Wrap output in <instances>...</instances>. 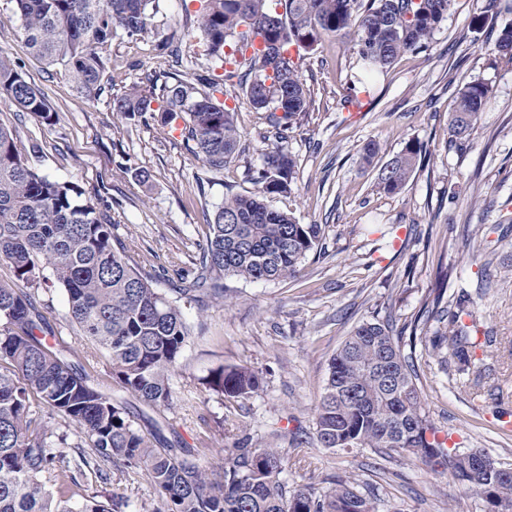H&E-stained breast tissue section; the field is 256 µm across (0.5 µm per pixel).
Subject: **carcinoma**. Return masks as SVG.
<instances>
[{
  "label": "carcinoma",
  "instance_id": "1",
  "mask_svg": "<svg viewBox=\"0 0 512 512\" xmlns=\"http://www.w3.org/2000/svg\"><path fill=\"white\" fill-rule=\"evenodd\" d=\"M154 0H16L26 40L35 56L60 67L88 98L104 93L109 71L103 47L117 32L143 36L153 25ZM196 32L207 55L224 67L222 81L189 83L177 77L133 84L112 97V109L128 120L153 119L167 126L185 117V138L210 168L221 171L240 150L233 112L220 96L238 88L256 110L268 113L275 144L255 171L256 190L224 198L207 225L190 278L167 297L138 268L135 253L113 243L112 221L81 200L73 182L37 172L15 131L0 123V261L32 288L51 282L64 288L69 314L82 339L109 356L116 394L88 383L46 335L52 333L34 294L0 281V512H109L91 499L74 509L55 498L40 476L64 456L51 452V435L30 411L38 400L81 428L95 456L141 468L159 492L156 512H378L373 491L361 493L349 479L322 492L286 490V460L269 446L238 442L224 449L222 477L163 444L159 421L143 431L131 420L129 395L159 416L170 408L171 372L190 338L180 301L205 307L224 299V280L272 281L291 277L318 250L320 224H301L267 199L286 196L295 160L284 147L297 117L307 110L308 89L289 49L311 52L325 35L352 39L362 68L373 77L399 56L427 49L448 17L453 0H198ZM176 34L153 50L182 62ZM499 56L512 61V25L496 40ZM0 89L11 102L51 126L56 113L0 50ZM490 99L483 82L456 93L449 113L448 146L463 149ZM163 106L155 109L153 103ZM423 147L408 141L380 170L377 186L401 193L423 161ZM438 292L427 318L448 321L432 337L443 346L442 363L457 374L482 375L484 359L473 350L492 345L465 318L468 295L455 309L440 307ZM413 357L403 354L393 327L363 322L328 363L317 406L316 441L323 448H379L403 453L426 466L448 465L482 512H512V471L479 448H447L426 415ZM206 384L228 400L246 399L264 386L262 374L244 365L211 372Z\"/></svg>",
  "mask_w": 512,
  "mask_h": 512
}]
</instances>
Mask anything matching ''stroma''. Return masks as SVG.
Returning a JSON list of instances; mask_svg holds the SVG:
<instances>
[{
  "mask_svg": "<svg viewBox=\"0 0 512 512\" xmlns=\"http://www.w3.org/2000/svg\"><path fill=\"white\" fill-rule=\"evenodd\" d=\"M198 7L197 0H156L146 35L113 36L104 47L112 90L91 100L61 68L31 54L14 0H0V48L57 115L55 125H45L0 92V122L35 147L30 161L40 174L79 184L88 202L111 215L113 235L136 250L141 269L164 294L194 270L216 205L225 195L254 191L249 173L260 168L269 148L265 112L242 99L234 112L241 152L219 172L188 149L182 122L164 127L113 112L112 94L146 84L148 77L176 73L195 82L220 75L193 34ZM480 14L488 23L472 32L471 20ZM510 24L512 0H454L429 48L400 56L371 91L360 93L357 108L346 103L362 76L351 41L329 35L316 51L302 54L297 64L311 102L286 144L296 178L288 196L270 203L292 211L300 223L324 225L323 251L308 256L295 277L228 279L223 301L203 309L182 303L193 337L171 377L169 441L218 473L226 448L244 439L260 448L275 434L286 458L304 461L284 471L287 488L322 489L332 477L349 476L358 486H378L379 512H481L479 501L461 499L447 468L433 470L371 448L320 447L316 407L328 361L353 328L389 319L395 331L421 337L413 358L439 438L512 465V429L501 422L512 416V237L500 239L497 230L512 218V63L495 49L499 31ZM174 29L184 35V66L153 50ZM475 80L490 87L492 99L459 151L448 145V112L458 89ZM410 140L427 148L429 163L400 194L381 193V167ZM370 141L379 152L367 166L360 150ZM141 170L149 173L148 183L138 181ZM487 274L493 290L475 300L476 324L500 339L494 350L500 373L491 390L479 392L439 364L444 351L431 338L445 331V323L418 325L414 319L432 304L440 276H447L453 297ZM35 297L67 359L98 390L112 392L108 358L79 338L64 289L41 288ZM233 364L262 373V390L230 401L205 385L211 371ZM31 412L62 438L67 460L90 455V441L76 425L37 400ZM42 480L52 490L64 487L77 505L117 497L122 512H153L158 502L146 473L119 461L83 468L72 483L58 470Z\"/></svg>",
  "mask_w": 512,
  "mask_h": 512,
  "instance_id": "1",
  "label": "stroma"
}]
</instances>
